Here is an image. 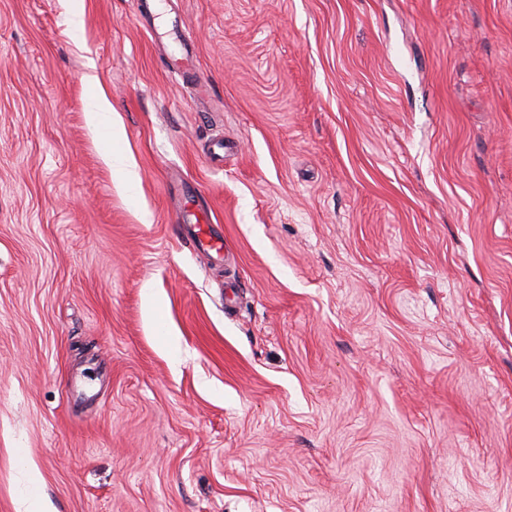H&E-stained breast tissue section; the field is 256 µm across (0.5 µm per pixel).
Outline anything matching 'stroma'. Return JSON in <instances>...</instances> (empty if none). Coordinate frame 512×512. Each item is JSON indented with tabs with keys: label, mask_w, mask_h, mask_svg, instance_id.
Here are the masks:
<instances>
[{
	"label": "stroma",
	"mask_w": 512,
	"mask_h": 512,
	"mask_svg": "<svg viewBox=\"0 0 512 512\" xmlns=\"http://www.w3.org/2000/svg\"><path fill=\"white\" fill-rule=\"evenodd\" d=\"M140 2L0 0V512H512V0ZM164 35L177 44L180 50L178 55L171 57L169 68L181 74L187 81L202 84L196 65L193 39L186 25L183 22L174 20L171 24V28H169ZM87 114L89 123L94 127L109 120L111 105L102 89L95 87L93 90ZM193 233L188 237V242L193 250L211 256V253H219L224 249V238L213 233L211 216L206 210H198L193 214Z\"/></svg>",
	"instance_id": "obj_1"
}]
</instances>
